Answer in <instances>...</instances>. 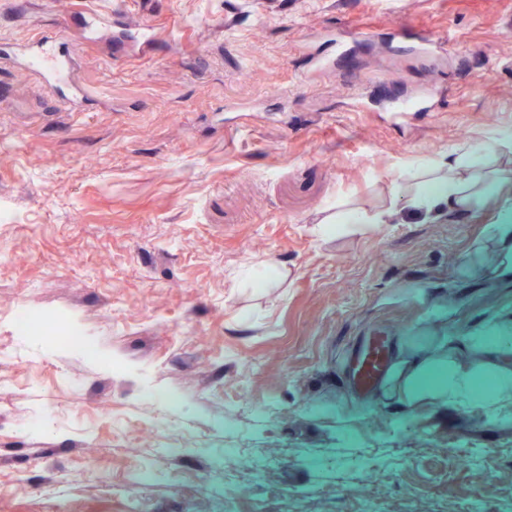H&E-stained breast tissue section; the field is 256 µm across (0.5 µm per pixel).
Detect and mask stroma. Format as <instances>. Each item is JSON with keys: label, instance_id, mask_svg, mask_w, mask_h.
Listing matches in <instances>:
<instances>
[{"label": "stroma", "instance_id": "35a3bbf8", "mask_svg": "<svg viewBox=\"0 0 512 512\" xmlns=\"http://www.w3.org/2000/svg\"><path fill=\"white\" fill-rule=\"evenodd\" d=\"M404 24L449 44L396 51ZM66 29L84 111L0 62V512H512V409L405 414L352 384L375 331L397 352L512 314V280L460 272L494 203L315 231L387 206L403 162L512 135V0H0V42ZM331 33L358 56L310 74ZM423 87L434 108L389 121ZM261 264L274 285L242 287Z\"/></svg>", "mask_w": 512, "mask_h": 512}]
</instances>
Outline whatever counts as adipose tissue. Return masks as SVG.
<instances>
[{
  "label": "adipose tissue",
  "instance_id": "ef3b65f1",
  "mask_svg": "<svg viewBox=\"0 0 512 512\" xmlns=\"http://www.w3.org/2000/svg\"><path fill=\"white\" fill-rule=\"evenodd\" d=\"M406 205L391 204L368 212L358 208L337 215L335 223L321 224L320 234L364 232L373 224L405 220L415 224L461 219L493 195L497 217L482 245L496 257V271L512 277V137L489 136L485 153L465 147L402 169ZM480 354L485 374L456 366L458 349ZM387 397L405 409L422 403L445 404L481 400L501 408L512 406V320L500 318L473 331L463 341L448 338L407 337L405 351L394 362L385 382Z\"/></svg>",
  "mask_w": 512,
  "mask_h": 512
}]
</instances>
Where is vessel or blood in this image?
I'll list each match as a JSON object with an SVG mask.
<instances>
[{
  "label": "vessel or blood",
  "mask_w": 512,
  "mask_h": 512,
  "mask_svg": "<svg viewBox=\"0 0 512 512\" xmlns=\"http://www.w3.org/2000/svg\"><path fill=\"white\" fill-rule=\"evenodd\" d=\"M392 36L398 45H410L423 55L438 47L426 31L410 26L394 28ZM6 57L31 72L72 111H80L86 92L75 77L72 51L65 39L40 38L16 43L7 51ZM391 352V340L384 333H376L368 339L352 369L353 383L359 391L368 393L377 387L389 368Z\"/></svg>",
  "instance_id": "obj_1"
}]
</instances>
